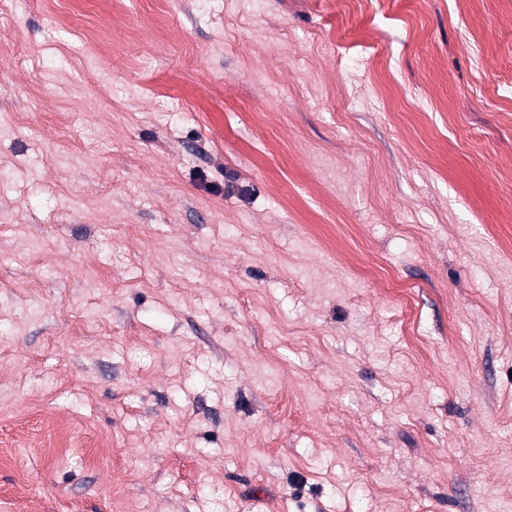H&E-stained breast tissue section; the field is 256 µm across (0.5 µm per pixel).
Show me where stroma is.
Listing matches in <instances>:
<instances>
[{
  "label": "stroma",
  "mask_w": 512,
  "mask_h": 512,
  "mask_svg": "<svg viewBox=\"0 0 512 512\" xmlns=\"http://www.w3.org/2000/svg\"><path fill=\"white\" fill-rule=\"evenodd\" d=\"M1 353L0 512H512V0H0Z\"/></svg>",
  "instance_id": "stroma-1"
}]
</instances>
